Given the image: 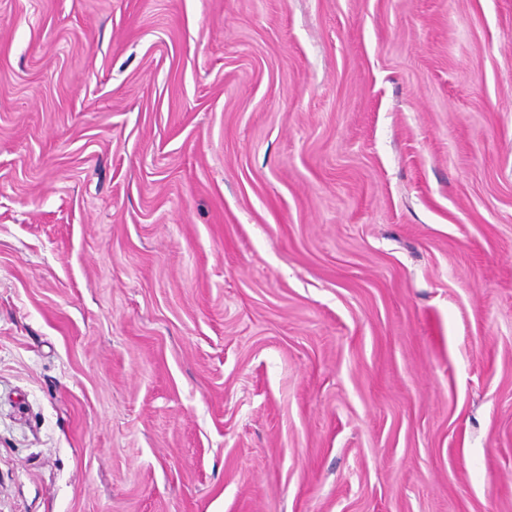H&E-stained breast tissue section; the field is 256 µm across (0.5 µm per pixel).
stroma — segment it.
Listing matches in <instances>:
<instances>
[{"label": "stroma", "instance_id": "obj_1", "mask_svg": "<svg viewBox=\"0 0 512 512\" xmlns=\"http://www.w3.org/2000/svg\"><path fill=\"white\" fill-rule=\"evenodd\" d=\"M0 512H512V0H0Z\"/></svg>", "mask_w": 512, "mask_h": 512}]
</instances>
